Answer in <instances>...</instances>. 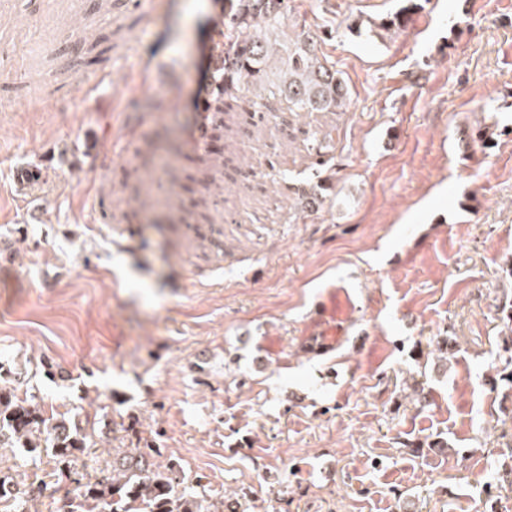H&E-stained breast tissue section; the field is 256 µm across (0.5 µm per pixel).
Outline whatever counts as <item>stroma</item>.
<instances>
[{"label":"stroma","mask_w":512,"mask_h":512,"mask_svg":"<svg viewBox=\"0 0 512 512\" xmlns=\"http://www.w3.org/2000/svg\"><path fill=\"white\" fill-rule=\"evenodd\" d=\"M130 2L0 12L27 63L0 65V366L111 428L70 479L19 448L0 473L39 486L31 512H65L75 479L148 443L246 512H512V0H429L383 39L347 20L402 0H294L348 109L246 100L202 148L224 4ZM89 29L86 71L111 73L96 98L69 56ZM318 156L333 188L308 215L291 198Z\"/></svg>","instance_id":"obj_1"}]
</instances>
